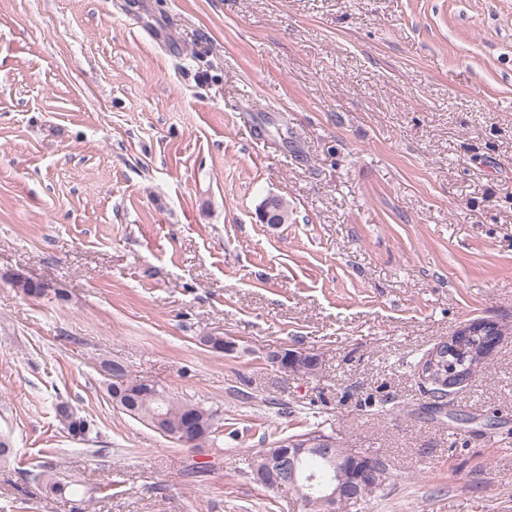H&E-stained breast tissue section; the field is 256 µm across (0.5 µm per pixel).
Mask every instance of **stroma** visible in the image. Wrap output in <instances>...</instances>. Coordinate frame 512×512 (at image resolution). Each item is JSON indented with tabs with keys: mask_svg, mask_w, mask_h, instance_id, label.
<instances>
[{
	"mask_svg": "<svg viewBox=\"0 0 512 512\" xmlns=\"http://www.w3.org/2000/svg\"><path fill=\"white\" fill-rule=\"evenodd\" d=\"M482 318L431 419L418 360ZM112 361L217 445L123 414ZM314 429L392 475L340 512H512V0H0V512H306L250 461ZM281 203L285 209L284 212L277 198L269 197L262 203L259 210L260 221L264 224H284L288 219V206L281 199ZM269 360L286 374L315 375L321 368L317 354L300 349L283 348L270 354ZM138 385H141L143 388H158L159 391L157 396L148 395L145 397V402L139 408L138 420H141L149 426L152 414L157 412L167 415L171 421H173L178 426L184 422V409L191 406L198 410V417H203L204 422L208 423V426L206 431L199 432L197 434V443L190 440L192 436V429L189 431L183 429L181 431V434L183 435L182 442L186 445H193L196 443L192 448H202L206 444L212 446L218 441L216 411H213L211 408H207L198 402L193 403L192 401L174 399L167 394L165 388L160 385L158 387V384L152 380L142 379L138 382ZM170 440L181 445L182 447H185V445L180 441V437L170 438ZM46 467V470L34 476V481L41 483L45 493L53 496L65 497L76 495L77 483L74 481H67L64 478L54 476L51 472V467Z\"/></svg>",
	"mask_w": 512,
	"mask_h": 512,
	"instance_id": "35a3bbf8",
	"label": "stroma"
}]
</instances>
